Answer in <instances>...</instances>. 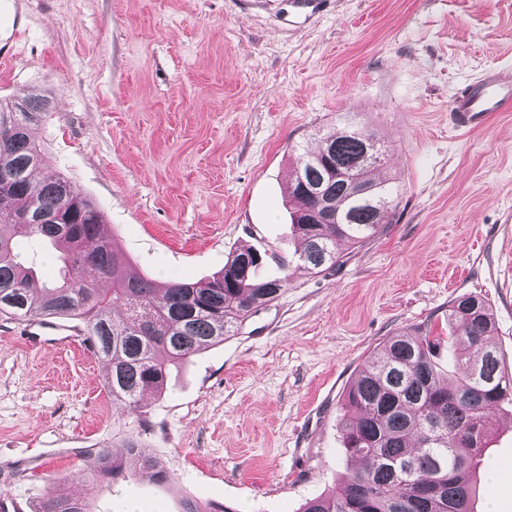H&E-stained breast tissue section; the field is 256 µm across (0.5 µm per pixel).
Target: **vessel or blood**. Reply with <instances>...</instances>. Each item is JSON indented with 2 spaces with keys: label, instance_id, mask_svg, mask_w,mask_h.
Wrapping results in <instances>:
<instances>
[{
  "label": "vessel or blood",
  "instance_id": "vessel-or-blood-1",
  "mask_svg": "<svg viewBox=\"0 0 512 512\" xmlns=\"http://www.w3.org/2000/svg\"><path fill=\"white\" fill-rule=\"evenodd\" d=\"M498 112H512V68H492L463 84L450 103L454 129L470 133L484 129Z\"/></svg>",
  "mask_w": 512,
  "mask_h": 512
}]
</instances>
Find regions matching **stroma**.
<instances>
[{
  "mask_svg": "<svg viewBox=\"0 0 512 512\" xmlns=\"http://www.w3.org/2000/svg\"><path fill=\"white\" fill-rule=\"evenodd\" d=\"M0 100L41 92L32 131L58 174L103 211L133 271L196 282L244 248L263 274L290 263L279 298L238 335L171 370L124 415L105 361L32 345L0 316V496L40 512L73 487L88 512H299L354 467L342 454L347 387L389 336H448L464 294L493 311L512 371V112L456 131L449 103L512 68V0H32ZM387 150L401 190L386 230L317 274L296 264L285 201L297 157L344 116ZM137 438L166 484L98 481L92 448ZM474 512H512V405L497 411Z\"/></svg>",
  "mask_w": 512,
  "mask_h": 512,
  "instance_id": "35a3bbf8",
  "label": "stroma"
}]
</instances>
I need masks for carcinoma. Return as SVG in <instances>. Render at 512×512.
Masks as SVG:
<instances>
[{"label": "carcinoma", "instance_id": "1", "mask_svg": "<svg viewBox=\"0 0 512 512\" xmlns=\"http://www.w3.org/2000/svg\"><path fill=\"white\" fill-rule=\"evenodd\" d=\"M29 112L14 111L18 103ZM47 97L33 93L0 103V314L47 323L77 319L84 344L108 364L107 388L123 411L140 412L148 392L163 390L169 366L189 360L238 334L245 321L278 298L288 275L263 276L262 255L243 249L220 273L199 282L135 276L113 241L101 233L105 218L95 203L66 177L37 181L46 163L31 128L50 117ZM368 137L346 129L324 136L315 152L300 154L291 183L290 229L301 244L299 260L319 274L341 262L342 241L362 245L385 229L400 190L384 166L385 149L360 162ZM366 187L383 198L371 205L358 194ZM341 223L319 218L322 197ZM33 237L58 253L56 281L35 285V270L20 259L18 238ZM112 282L103 291L85 271ZM121 307L119 319L112 310ZM494 317L479 295H463L448 306V337L455 348L456 376L440 377L434 363L440 337L417 326L389 337L347 388L342 415L346 458L358 468L332 496L308 500L301 512H473L480 468L475 449L494 412L512 403V375L500 368L489 338ZM117 457L106 448L82 453L99 460L94 477L106 481L165 484L170 475L134 438ZM42 512H87L72 489L50 490Z\"/></svg>", "mask_w": 512, "mask_h": 512}]
</instances>
